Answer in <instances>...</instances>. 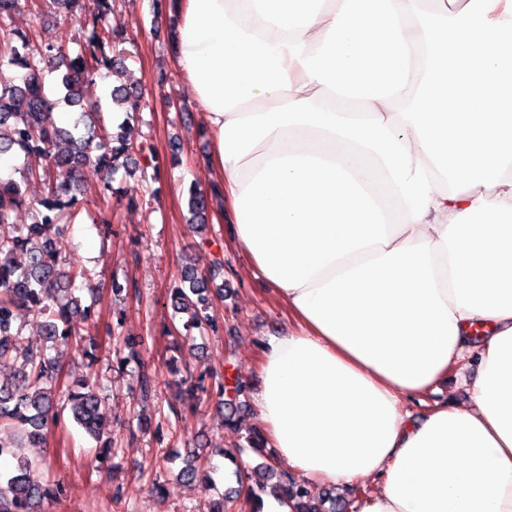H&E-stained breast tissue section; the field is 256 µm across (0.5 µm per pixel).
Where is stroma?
Instances as JSON below:
<instances>
[{
	"label": "stroma",
	"mask_w": 512,
	"mask_h": 512,
	"mask_svg": "<svg viewBox=\"0 0 512 512\" xmlns=\"http://www.w3.org/2000/svg\"><path fill=\"white\" fill-rule=\"evenodd\" d=\"M38 2L40 17L20 12L13 22L16 29L34 31L44 43L71 47L90 31L96 0H80L68 12L54 0ZM111 22L123 27L128 38L125 66L114 70L113 81L97 80L86 93L100 97L104 119L112 124V82L140 84L136 132L152 145L154 156L134 154L135 173L118 172L114 192L105 198L96 174L87 173L75 192L79 205L92 210L107 203L111 226L106 229L85 218L65 224L54 242L60 258L86 268L91 285L102 291L92 365L67 347L59 348L57 358L99 388L111 413L118 453L104 462L96 460L93 441L65 421L49 429L44 447L27 454L46 464L50 476L66 488L65 498L49 512H204L211 497L238 487L236 479L222 473L221 449H240L239 461L246 469L278 462L274 449H248L246 437L261 427L251 392L259 381L262 348L288 318L244 256L227 246L218 200L210 202L205 234L189 224L187 189L192 184L207 189L212 174L205 159L213 143L200 133L197 106L172 59L176 16L158 0H112ZM174 145L180 148L181 162L172 167L165 159ZM131 193L138 194L139 203H127ZM188 257L198 259L203 269L221 259L224 273L216 281L229 283L231 293L214 301L217 332L184 340L175 333L183 318L172 309L169 290ZM143 337L148 340L143 355L151 362L156 388L141 404L137 368H118L115 351L124 340ZM173 358L193 374L219 379L232 375L246 386L245 404L232 426H224L216 398L196 410L178 400V378L167 369ZM189 462L209 468L210 486L178 480ZM156 480L164 487L163 495L152 491Z\"/></svg>",
	"instance_id": "stroma-1"
}]
</instances>
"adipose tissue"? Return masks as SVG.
<instances>
[{
	"mask_svg": "<svg viewBox=\"0 0 512 512\" xmlns=\"http://www.w3.org/2000/svg\"><path fill=\"white\" fill-rule=\"evenodd\" d=\"M295 2H167L228 240L288 312L265 439L375 480L357 512H512V0ZM465 360L468 405L429 402Z\"/></svg>",
	"mask_w": 512,
	"mask_h": 512,
	"instance_id": "1",
	"label": "adipose tissue"
}]
</instances>
